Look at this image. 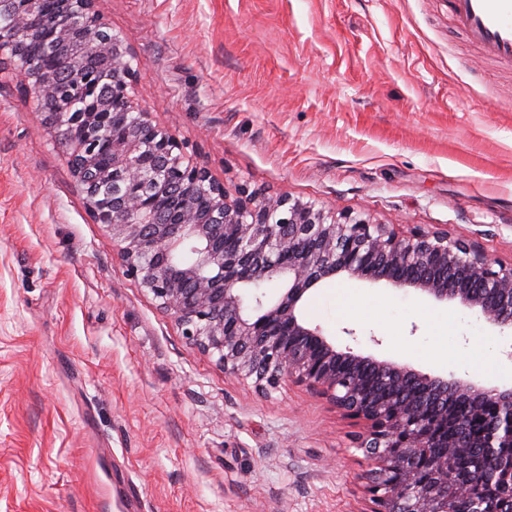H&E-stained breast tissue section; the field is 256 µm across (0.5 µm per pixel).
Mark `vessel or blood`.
Returning a JSON list of instances; mask_svg holds the SVG:
<instances>
[{"label":"vessel or blood","instance_id":"b4317fda","mask_svg":"<svg viewBox=\"0 0 512 512\" xmlns=\"http://www.w3.org/2000/svg\"><path fill=\"white\" fill-rule=\"evenodd\" d=\"M457 26L489 58L512 63V0H448Z\"/></svg>","mask_w":512,"mask_h":512}]
</instances>
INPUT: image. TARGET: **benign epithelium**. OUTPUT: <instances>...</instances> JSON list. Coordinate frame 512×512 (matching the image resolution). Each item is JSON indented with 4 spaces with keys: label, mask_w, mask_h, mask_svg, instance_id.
<instances>
[{
    "label": "benign epithelium",
    "mask_w": 512,
    "mask_h": 512,
    "mask_svg": "<svg viewBox=\"0 0 512 512\" xmlns=\"http://www.w3.org/2000/svg\"><path fill=\"white\" fill-rule=\"evenodd\" d=\"M56 19L43 23L47 3ZM98 0H0V65L36 89L35 108L65 147L96 224L112 234L130 276L224 374L269 395L304 385L364 422L373 512H512V387L423 374L336 346L302 314L321 281H385L454 302L512 330V265L446 233L403 234L311 202L224 184L185 161L169 132L137 107L129 49ZM101 79L74 112L54 104L65 76ZM277 281L279 296L249 285ZM492 409L470 432L460 405Z\"/></svg>",
    "instance_id": "obj_1"
}]
</instances>
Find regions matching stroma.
<instances>
[{"mask_svg":"<svg viewBox=\"0 0 512 512\" xmlns=\"http://www.w3.org/2000/svg\"><path fill=\"white\" fill-rule=\"evenodd\" d=\"M136 100L227 191L445 231L512 263V64L448 0H98ZM336 282L305 318L337 344L512 384V334L455 303ZM359 420L263 396L193 345L93 222L54 133L0 70V512H373Z\"/></svg>","mask_w":512,"mask_h":512,"instance_id":"1","label":"stroma"}]
</instances>
